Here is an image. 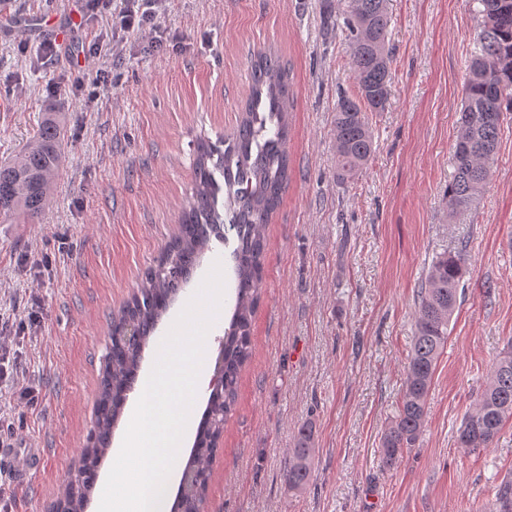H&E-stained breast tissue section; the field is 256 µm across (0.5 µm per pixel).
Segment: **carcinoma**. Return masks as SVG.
<instances>
[{
  "label": "carcinoma",
  "mask_w": 512,
  "mask_h": 512,
  "mask_svg": "<svg viewBox=\"0 0 512 512\" xmlns=\"http://www.w3.org/2000/svg\"><path fill=\"white\" fill-rule=\"evenodd\" d=\"M482 30L470 52L469 77L455 143V171L445 198L448 213L462 214L490 178L503 112H512V0H476ZM389 0H349L344 27L356 92L342 95L333 120L336 177L349 179L373 154L367 113L386 109L392 77L389 48ZM291 69L272 50L251 60V87L234 131L224 148L202 143L193 171L192 192L182 212L178 234L144 272L136 292L112 316L103 355L102 379L95 405L94 428L78 472L63 482L53 512H85L112 429L122 415L127 394L138 376L142 352L183 281L208 250L211 237L237 238L233 250L237 303L224 331L222 386L211 392L200 420L194 448L182 474L194 488L179 489L174 512H202L212 466L235 409L241 371L252 355L251 327L263 282L267 229L288 187V137L293 110ZM61 163L56 114L48 112L36 138L12 163L0 166V215L21 211L34 219L45 207ZM224 176L219 186L215 173ZM224 192L223 209L218 193ZM465 274L463 250L436 256L421 282L414 316V336L406 366L401 404L384 433L381 452L396 463L415 446L425 426L426 399L437 361L448 342V327ZM512 418V343L494 363L474 409L456 431L459 447L488 448L504 422ZM312 429L299 431L289 449L288 487L301 491L312 477ZM484 512H512V480L502 481Z\"/></svg>",
  "instance_id": "obj_1"
}]
</instances>
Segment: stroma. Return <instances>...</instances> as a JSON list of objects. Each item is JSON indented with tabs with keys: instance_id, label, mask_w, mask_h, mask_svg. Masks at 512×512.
Wrapping results in <instances>:
<instances>
[{
	"instance_id": "obj_1",
	"label": "stroma",
	"mask_w": 512,
	"mask_h": 512,
	"mask_svg": "<svg viewBox=\"0 0 512 512\" xmlns=\"http://www.w3.org/2000/svg\"><path fill=\"white\" fill-rule=\"evenodd\" d=\"M347 0H157L154 35L112 27L86 0H0V164L45 113H58L62 172L31 222L0 215V440L47 448L28 487L0 464L9 512H50L77 469L113 313L176 233L201 141L222 145L251 83L250 60L278 52L293 76L290 181L267 229L251 358L224 425L206 512H481L512 477V419L489 448L455 431L512 340V112L471 210L449 217L459 112L481 18L475 0H390L389 103L371 113L374 153L336 180L331 128L354 92L338 21ZM102 46L89 57L91 45ZM100 72L77 86L78 68ZM235 237L212 239L170 307L178 315L214 262L235 306ZM463 250V294L427 397L424 431L397 464L381 437L402 395L417 290L432 259ZM36 330H29V317ZM35 397L27 405L25 393ZM314 438V479L288 488V450Z\"/></svg>"
}]
</instances>
